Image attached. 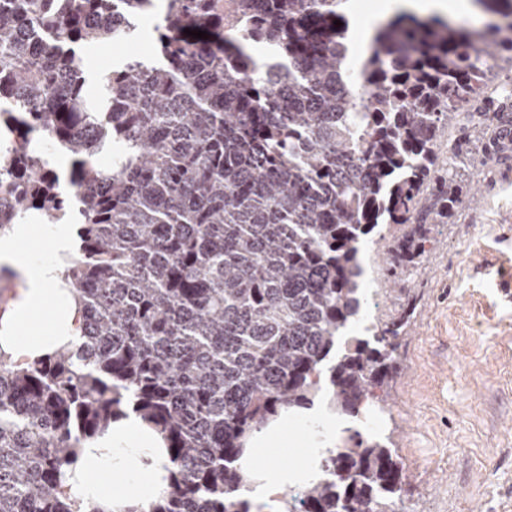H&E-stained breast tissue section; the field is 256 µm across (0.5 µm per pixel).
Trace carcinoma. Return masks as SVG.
I'll list each match as a JSON object with an SVG mask.
<instances>
[{
    "label": "carcinoma",
    "instance_id": "obj_1",
    "mask_svg": "<svg viewBox=\"0 0 512 512\" xmlns=\"http://www.w3.org/2000/svg\"><path fill=\"white\" fill-rule=\"evenodd\" d=\"M477 2L503 24L399 14L353 76L341 0H238L227 22L224 0H165L151 55L100 74L92 102L86 48L138 36L155 0H0V227L65 222L63 181L28 148L48 138L71 159L82 319L75 349L25 366L0 350V512H103L60 476L130 412L163 442L168 489L112 512H252L250 438L310 409L323 366L342 412L385 402L406 323L339 346L360 245L415 222L422 251L424 224L464 203L438 131L476 94L487 40L512 50V0ZM349 441L286 512H396L390 438Z\"/></svg>",
    "mask_w": 512,
    "mask_h": 512
}]
</instances>
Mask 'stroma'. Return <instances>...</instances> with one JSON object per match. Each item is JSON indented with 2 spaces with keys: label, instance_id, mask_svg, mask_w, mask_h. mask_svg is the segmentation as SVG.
<instances>
[{
  "label": "stroma",
  "instance_id": "1",
  "mask_svg": "<svg viewBox=\"0 0 512 512\" xmlns=\"http://www.w3.org/2000/svg\"><path fill=\"white\" fill-rule=\"evenodd\" d=\"M484 82L468 111L498 109L512 95L511 53L499 52ZM498 139L495 122L472 134L443 128L440 144L464 149L443 173L478 202L429 225V250L400 285L392 262L412 225L384 227L364 255L363 317L408 319L380 428L404 464L398 512H512V154ZM316 441L297 420L257 465H298Z\"/></svg>",
  "mask_w": 512,
  "mask_h": 512
}]
</instances>
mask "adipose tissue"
Listing matches in <instances>:
<instances>
[{"label": "adipose tissue", "instance_id": "ef3b65f1", "mask_svg": "<svg viewBox=\"0 0 512 512\" xmlns=\"http://www.w3.org/2000/svg\"><path fill=\"white\" fill-rule=\"evenodd\" d=\"M399 10L454 19L475 14L478 8L473 0H379L362 33L363 40H370L376 28ZM10 232L17 247L1 250L0 264L17 271L22 284L9 310L0 314V349L25 364L73 345L79 338L81 318L63 281L66 262L79 246L78 228L73 224L53 225L48 253L43 257L20 247L30 237L31 225L15 224ZM41 309L49 316L44 324L34 319ZM167 463L159 438L132 414L112 423L103 436L91 441L78 462L65 469L63 481L72 496L88 503L141 506L164 488ZM319 477L318 469L309 462L290 470L273 465L251 486L248 496L254 504H268L288 485L306 484Z\"/></svg>", "mask_w": 512, "mask_h": 512}]
</instances>
